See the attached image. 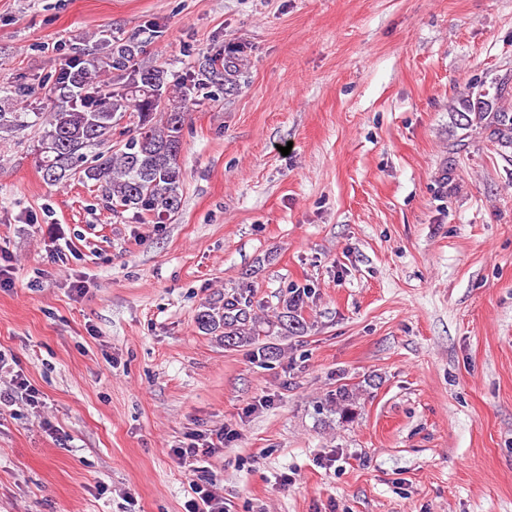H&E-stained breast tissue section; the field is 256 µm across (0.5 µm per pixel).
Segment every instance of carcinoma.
<instances>
[{
	"label": "carcinoma",
	"instance_id": "cac0c4a2",
	"mask_svg": "<svg viewBox=\"0 0 512 512\" xmlns=\"http://www.w3.org/2000/svg\"><path fill=\"white\" fill-rule=\"evenodd\" d=\"M102 55L89 59L78 53L66 60L45 93L58 101L52 112H8L0 108V129L32 125L41 130L39 168L43 179L55 184L79 175L105 189L112 211L132 210L155 223L171 218L180 206L183 174L180 154L183 130L193 106L194 89L217 84L224 92L237 87L239 60L224 56L221 66L210 59L199 65L190 85L173 84L161 65H143L136 57L142 43L133 39L100 44ZM120 73L121 86L110 94L93 96L88 88L106 72ZM506 83L496 88L494 100L474 85L457 89L463 126L482 134L504 154H512V104H507ZM109 146L108 154L87 158V150ZM310 291L293 288L280 301L274 319L252 312L250 291L207 303L198 311V327L219 337L226 348L250 347L264 361L278 358L281 349L260 344L273 329L285 336L308 330L302 309ZM339 420L353 418L356 396L348 385L336 387L329 399Z\"/></svg>",
	"mask_w": 512,
	"mask_h": 512
}]
</instances>
